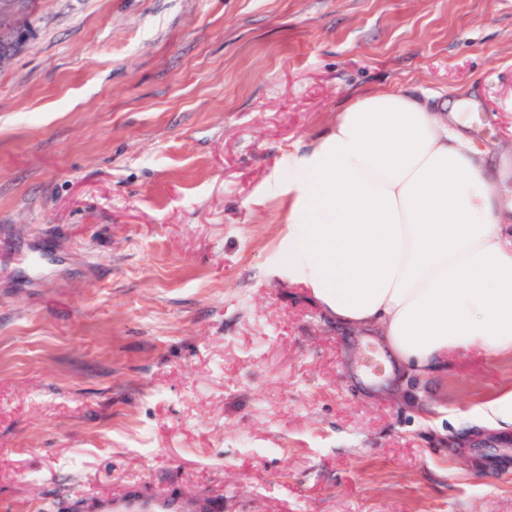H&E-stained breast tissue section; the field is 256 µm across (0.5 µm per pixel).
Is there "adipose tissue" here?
Returning <instances> with one entry per match:
<instances>
[{
    "label": "adipose tissue",
    "mask_w": 512,
    "mask_h": 512,
    "mask_svg": "<svg viewBox=\"0 0 512 512\" xmlns=\"http://www.w3.org/2000/svg\"><path fill=\"white\" fill-rule=\"evenodd\" d=\"M462 109L358 94L288 155V279L428 374L451 351L512 353V201Z\"/></svg>",
    "instance_id": "obj_1"
}]
</instances>
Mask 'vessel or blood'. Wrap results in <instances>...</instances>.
I'll list each match as a JSON object with an SVG mask.
<instances>
[{"label": "vessel or blood", "instance_id": "1", "mask_svg": "<svg viewBox=\"0 0 512 512\" xmlns=\"http://www.w3.org/2000/svg\"><path fill=\"white\" fill-rule=\"evenodd\" d=\"M71 512H219L215 501L199 496L149 494L135 489L119 496L78 495Z\"/></svg>", "mask_w": 512, "mask_h": 512}]
</instances>
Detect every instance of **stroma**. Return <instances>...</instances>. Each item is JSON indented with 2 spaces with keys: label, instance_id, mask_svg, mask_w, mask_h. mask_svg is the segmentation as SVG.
Here are the masks:
<instances>
[{
  "label": "stroma",
  "instance_id": "1",
  "mask_svg": "<svg viewBox=\"0 0 512 512\" xmlns=\"http://www.w3.org/2000/svg\"><path fill=\"white\" fill-rule=\"evenodd\" d=\"M0 68V512H512V355L366 372L289 283V151L353 94L475 97L512 166V0H36ZM480 420L496 428L512 426V392L484 404L480 409ZM68 507L78 512H220L218 503L199 496L148 494L139 489L119 496L76 495Z\"/></svg>",
  "mask_w": 512,
  "mask_h": 512
}]
</instances>
